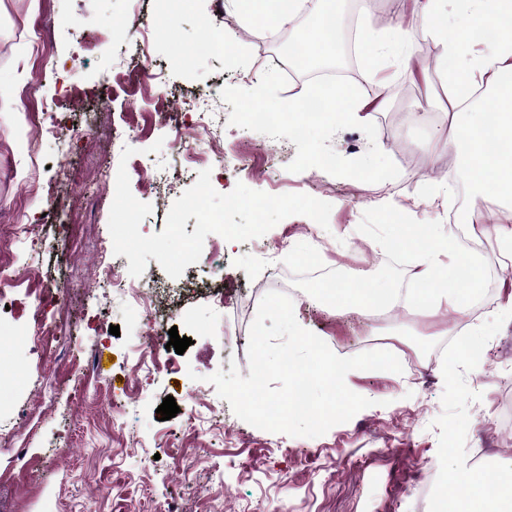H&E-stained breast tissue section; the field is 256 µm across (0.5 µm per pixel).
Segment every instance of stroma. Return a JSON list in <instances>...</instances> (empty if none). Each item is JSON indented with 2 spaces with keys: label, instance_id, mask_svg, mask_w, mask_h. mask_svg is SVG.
I'll return each mask as SVG.
<instances>
[{
  "label": "stroma",
  "instance_id": "1",
  "mask_svg": "<svg viewBox=\"0 0 512 512\" xmlns=\"http://www.w3.org/2000/svg\"><path fill=\"white\" fill-rule=\"evenodd\" d=\"M406 22L410 64L395 50L377 73L387 94L371 116L375 141L355 128L331 140L346 158L377 143L400 170L397 179L368 184L318 168L290 172L295 144L229 125L232 107L221 89L254 88L279 56L232 5L0 0V225L32 228L0 261L13 264L19 280L35 270L44 284L62 287L57 302L42 309L57 333L50 354L14 346L31 325L33 299L0 314V370L23 378L20 389L7 384L0 394L27 410L0 415V512H415L423 484L429 512H439L450 473L474 467L492 483L512 482V315L503 309L512 259L495 243L496 224L482 225L475 258L479 314L416 306L384 321L318 297L320 280L305 265L316 250L337 278L397 288L417 271L418 253L402 239L414 237L419 224L448 226L455 155L431 152L448 126L443 73L419 54L430 30L418 15ZM215 31L225 47H209ZM144 48L157 84L132 98L116 92L102 104L108 79L133 67ZM162 95L219 113L223 157L186 164L160 112ZM58 124L81 130L63 164L51 134ZM35 132L42 139L37 156L27 151ZM127 146L140 168L129 177L131 191L152 207L143 221L147 235L162 232L173 203L205 169L221 193L240 182L332 206L325 228L293 215L243 243L208 235L203 252L231 294L222 304L199 264L174 279L149 260L137 285L155 288L162 331L192 340L183 354L166 350L179 367L174 375L135 371L141 314L94 280L100 250L113 247L109 213ZM159 172L164 187L146 189L142 176ZM73 185L78 193H70ZM280 283L298 324L336 355L384 349L403 366L399 374L353 371L346 384L371 407L315 438L251 426L207 380L233 366L248 375L250 326L262 297ZM113 325L119 335L110 334ZM168 396L180 411L162 421L156 410ZM484 446L488 454L473 460L472 449ZM63 448L71 451L65 469L56 465Z\"/></svg>",
  "mask_w": 512,
  "mask_h": 512
}]
</instances>
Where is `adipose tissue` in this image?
Returning a JSON list of instances; mask_svg holds the SVG:
<instances>
[{"instance_id": "adipose-tissue-1", "label": "adipose tissue", "mask_w": 512, "mask_h": 512, "mask_svg": "<svg viewBox=\"0 0 512 512\" xmlns=\"http://www.w3.org/2000/svg\"><path fill=\"white\" fill-rule=\"evenodd\" d=\"M423 19L433 24V34L447 52L444 70L448 87V104L460 109L459 87L463 84L496 87L497 129L488 132L486 113H477L474 120L456 125L450 141H438L437 151L448 144L458 146V166L469 180L486 189L501 203L512 204V81L501 85L503 76L512 78V38L497 39L492 53L476 50L477 32L493 30L503 19H512V0H416ZM452 15L451 23L437 24L440 16ZM367 101L355 98L352 86L328 90L323 112L336 123L358 124L367 119ZM456 228L446 235L428 233L427 246L418 262L417 286L410 296L416 303L431 306L452 305L456 312L466 313L471 294L478 286L475 270H463L460 265L444 266L437 253L452 247ZM450 491L448 512H512V485H487L481 474L467 471L448 480Z\"/></svg>"}]
</instances>
